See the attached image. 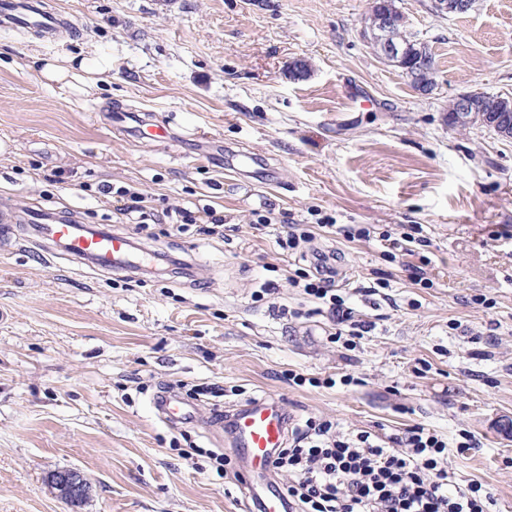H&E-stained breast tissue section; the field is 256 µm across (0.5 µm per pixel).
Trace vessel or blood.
<instances>
[{
    "instance_id": "b4317fda",
    "label": "vessel or blood",
    "mask_w": 512,
    "mask_h": 512,
    "mask_svg": "<svg viewBox=\"0 0 512 512\" xmlns=\"http://www.w3.org/2000/svg\"><path fill=\"white\" fill-rule=\"evenodd\" d=\"M57 22V15L42 10L38 0H0L2 26L31 27L47 33ZM29 221L42 239L71 258L91 261L98 269L125 273L146 265L131 240L112 229H91L74 220L51 219L38 212L32 213ZM154 406L172 426L198 420L193 407L169 394L158 396ZM225 424L228 440L238 452L249 498L258 504L260 512H288V501L272 478V461L276 450L287 445L289 416L276 401L257 398L228 412Z\"/></svg>"
}]
</instances>
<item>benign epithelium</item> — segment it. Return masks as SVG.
<instances>
[{
	"label": "benign epithelium",
	"mask_w": 512,
	"mask_h": 512,
	"mask_svg": "<svg viewBox=\"0 0 512 512\" xmlns=\"http://www.w3.org/2000/svg\"><path fill=\"white\" fill-rule=\"evenodd\" d=\"M472 6L473 0H433L435 13L442 16L466 14ZM371 19L372 24L362 30L365 41L381 59L400 66L417 92L426 93L427 87L419 82V78L428 70L430 58L424 51L412 50L396 38L395 29L404 23V18L393 6L392 0H374L371 6ZM481 96L482 92L478 90L458 95L455 98L456 111L448 120V126L460 128L478 121L493 127L504 136L508 135L507 116L477 111V103ZM52 484L59 497L70 503L81 501L87 493V483L80 471L75 469L55 473L52 476Z\"/></svg>",
	"instance_id": "obj_1"
}]
</instances>
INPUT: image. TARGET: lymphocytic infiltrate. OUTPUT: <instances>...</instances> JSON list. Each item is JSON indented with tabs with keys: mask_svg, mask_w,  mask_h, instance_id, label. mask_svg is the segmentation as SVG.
<instances>
[{
	"mask_svg": "<svg viewBox=\"0 0 512 512\" xmlns=\"http://www.w3.org/2000/svg\"><path fill=\"white\" fill-rule=\"evenodd\" d=\"M288 282L324 304L350 335L371 331L372 322L356 319L322 265L297 269ZM449 454L447 441L421 425L387 446L369 431L351 435L331 420L310 418L292 428L273 472L291 476L282 487L291 512H493L495 501L480 484L450 488Z\"/></svg>",
	"mask_w": 512,
	"mask_h": 512,
	"instance_id": "1",
	"label": "lymphocytic infiltrate"
}]
</instances>
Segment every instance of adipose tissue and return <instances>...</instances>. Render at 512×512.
<instances>
[{"label": "adipose tissue", "mask_w": 512, "mask_h": 512, "mask_svg": "<svg viewBox=\"0 0 512 512\" xmlns=\"http://www.w3.org/2000/svg\"><path fill=\"white\" fill-rule=\"evenodd\" d=\"M29 65L38 71L44 81L56 84L69 93L86 95L94 90L99 76L111 69L112 60L108 57L48 58L33 54L29 57Z\"/></svg>", "instance_id": "1"}]
</instances>
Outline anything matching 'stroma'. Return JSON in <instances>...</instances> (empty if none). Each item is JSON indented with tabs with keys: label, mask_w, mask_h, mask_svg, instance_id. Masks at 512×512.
Here are the masks:
<instances>
[{
	"label": "stroma",
	"mask_w": 512,
	"mask_h": 512,
	"mask_svg": "<svg viewBox=\"0 0 512 512\" xmlns=\"http://www.w3.org/2000/svg\"><path fill=\"white\" fill-rule=\"evenodd\" d=\"M370 2L48 0L71 21L58 41L0 31V221L15 226L0 231V512H251L234 449L204 426L211 384L229 406L274 398L297 423L385 439L424 425L447 441L454 485L481 484L512 512V139L449 128L447 112L475 89L512 97V0L458 16L396 0L435 57L426 95L363 41ZM34 53L106 54L112 68L75 97L27 68ZM298 59L311 69L296 80ZM138 115L167 138L139 134ZM228 147L264 171L229 168ZM130 186L162 214L143 231L117 211L115 189ZM207 205L223 211L224 236L171 215ZM33 210L118 229L187 266L96 269L37 245ZM266 210L273 224L254 229ZM325 216L425 243L393 260L339 234L276 246L284 225ZM320 254L375 324L349 349L286 281ZM409 263L425 264L429 286ZM266 282L275 293L259 295ZM292 371L359 382L300 387ZM165 388L200 424L156 416ZM192 446L224 452L223 472L184 457ZM65 469L89 486L81 504L52 487Z\"/></svg>",
	"instance_id": "stroma-1"
}]
</instances>
